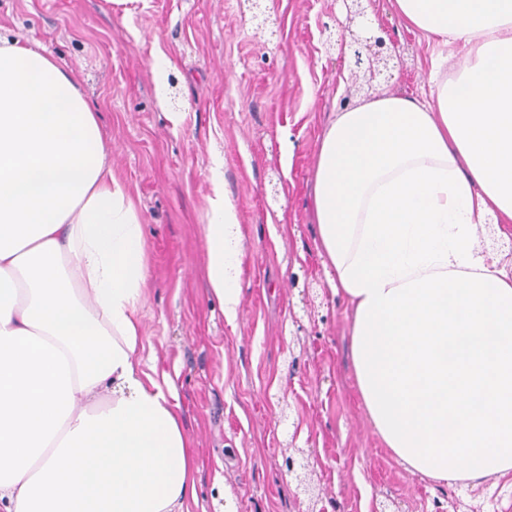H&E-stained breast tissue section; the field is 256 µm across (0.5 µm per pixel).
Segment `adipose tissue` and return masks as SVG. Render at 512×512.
<instances>
[{
    "mask_svg": "<svg viewBox=\"0 0 512 512\" xmlns=\"http://www.w3.org/2000/svg\"><path fill=\"white\" fill-rule=\"evenodd\" d=\"M461 43L427 97L338 113L314 170L330 286L352 308L356 383L414 472L512 474V270L478 229L512 223V0H395ZM209 200L206 279L241 304L234 205ZM143 226L78 77L0 37V512H187L194 454L171 388L142 368Z\"/></svg>",
    "mask_w": 512,
    "mask_h": 512,
    "instance_id": "ef3b65f1",
    "label": "adipose tissue"
}]
</instances>
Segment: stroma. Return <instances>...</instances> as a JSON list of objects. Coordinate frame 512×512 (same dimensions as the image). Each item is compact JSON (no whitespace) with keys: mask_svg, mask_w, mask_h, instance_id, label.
I'll return each instance as SVG.
<instances>
[{"mask_svg":"<svg viewBox=\"0 0 512 512\" xmlns=\"http://www.w3.org/2000/svg\"><path fill=\"white\" fill-rule=\"evenodd\" d=\"M346 16L342 0H0V34L39 41L78 76L137 203L141 357L171 384L193 441L189 512H306L286 467L298 447L325 512H512L511 477L412 472L362 403L352 310L330 289L312 218L319 137L335 113L428 93L433 65L455 74L461 47L407 29L394 0ZM345 25L397 43L373 82L339 58L331 37ZM218 160L246 252L232 325L205 273Z\"/></svg>","mask_w":512,"mask_h":512,"instance_id":"1","label":"stroma"}]
</instances>
